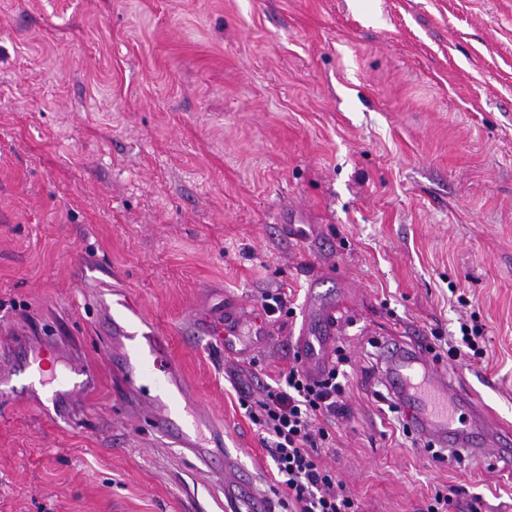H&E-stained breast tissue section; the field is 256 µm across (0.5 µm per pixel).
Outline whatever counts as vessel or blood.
Listing matches in <instances>:
<instances>
[{
	"label": "vessel or blood",
	"mask_w": 512,
	"mask_h": 512,
	"mask_svg": "<svg viewBox=\"0 0 512 512\" xmlns=\"http://www.w3.org/2000/svg\"><path fill=\"white\" fill-rule=\"evenodd\" d=\"M338 311V299L308 291L294 345L310 379H322L331 367L340 326ZM100 318L110 336L112 371L122 383L116 403L126 409H145L168 444L185 448L206 466H213V449L197 437L198 430L209 424V412L187 384L166 336L145 317L136 298L126 294L101 306ZM190 326L213 337L230 358L253 355L274 334L270 325L234 303L209 318L196 315ZM48 344L43 337L15 342L0 348V359L13 368L36 357ZM379 349L386 366V387L407 412V424L415 435L457 456L475 459L493 452L496 461L512 470V429L499 423L459 379L447 377L423 345L400 347L386 339ZM95 382L86 361L77 356L69 374L57 380L68 404L76 396L87 395ZM216 481L224 489L227 512H275L274 499L255 485L232 454H225Z\"/></svg>",
	"instance_id": "b4317fda"
}]
</instances>
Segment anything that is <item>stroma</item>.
<instances>
[{
  "label": "stroma",
  "mask_w": 512,
  "mask_h": 512,
  "mask_svg": "<svg viewBox=\"0 0 512 512\" xmlns=\"http://www.w3.org/2000/svg\"><path fill=\"white\" fill-rule=\"evenodd\" d=\"M351 283V369L320 462L359 512H512L492 462L435 458L377 398L376 344L423 341L512 425V0H0V338L63 337L99 376L72 420L0 384V512H225L214 478L115 407L98 298L166 332L245 467L238 401L294 364L308 285ZM288 315L228 362L185 334ZM475 331L481 356L450 357Z\"/></svg>",
  "instance_id": "stroma-1"
}]
</instances>
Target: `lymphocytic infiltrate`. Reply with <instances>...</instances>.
Wrapping results in <instances>:
<instances>
[{
    "label": "lymphocytic infiltrate",
    "mask_w": 512,
    "mask_h": 512,
    "mask_svg": "<svg viewBox=\"0 0 512 512\" xmlns=\"http://www.w3.org/2000/svg\"><path fill=\"white\" fill-rule=\"evenodd\" d=\"M344 390L339 369L315 382L294 365L264 385L259 399L242 393L240 406L260 431L274 482L285 494L283 512H358L335 473L319 462L333 440L329 426L344 411Z\"/></svg>",
    "instance_id": "1"
}]
</instances>
